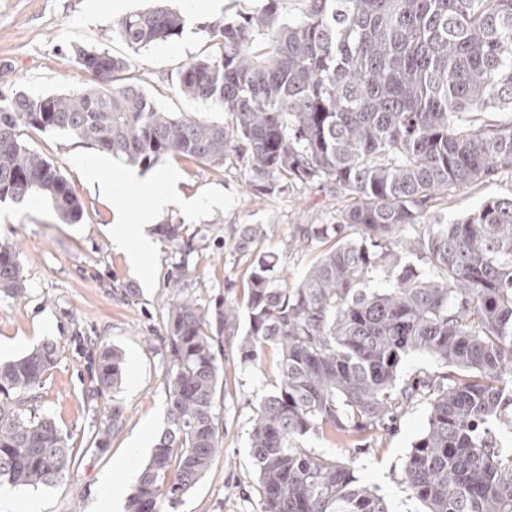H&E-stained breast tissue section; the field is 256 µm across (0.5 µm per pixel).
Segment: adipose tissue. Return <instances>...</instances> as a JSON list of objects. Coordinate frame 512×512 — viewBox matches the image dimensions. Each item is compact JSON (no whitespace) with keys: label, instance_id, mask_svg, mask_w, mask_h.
<instances>
[{"label":"adipose tissue","instance_id":"obj_1","mask_svg":"<svg viewBox=\"0 0 512 512\" xmlns=\"http://www.w3.org/2000/svg\"><path fill=\"white\" fill-rule=\"evenodd\" d=\"M86 181L97 188L100 195L107 196L114 189H121L124 196L149 195L153 203L152 212L143 214L139 223H126L123 216H115L112 225V242L121 251L128 264L136 270H144L147 261L159 248L157 237L152 234L156 213L169 208L175 199V185L169 180H146L131 174L124 179L122 186H115L112 175L106 167L87 166L82 170Z\"/></svg>","mask_w":512,"mask_h":512}]
</instances>
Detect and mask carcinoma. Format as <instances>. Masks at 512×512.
Wrapping results in <instances>:
<instances>
[{
    "mask_svg": "<svg viewBox=\"0 0 512 512\" xmlns=\"http://www.w3.org/2000/svg\"><path fill=\"white\" fill-rule=\"evenodd\" d=\"M285 19L262 0L238 20L206 25L211 51L187 63L178 89L224 112L222 122L158 109L136 84L117 83L126 58L75 51L94 83L65 94L0 98V202L37 193L65 223L80 221L73 184L22 139L63 131L151 169L169 157L220 167L232 156L246 186L270 195L292 183H333L352 204L330 224L297 227L295 243L328 248L295 285L262 231L224 242L252 256L239 304L214 309L186 295L194 245L182 225L160 233L182 262L168 280L167 426L129 496L128 512L176 505L223 447L215 413L224 339L256 368L277 349L278 381L255 407L250 432L261 512H390L346 465L304 448L313 434H361L421 399L398 383L413 353L447 368L428 393V423L412 445L404 482L426 512H512V195L449 224H425L437 200L476 181L512 174V0H307ZM184 17L160 3L122 18L134 50L182 33ZM357 227L360 239L347 238ZM424 255L422 274L399 252ZM387 288L370 290L373 273ZM20 252L0 243V292L23 296ZM60 351L46 342L0 361V481L49 486L72 463L68 436L22 396L42 388ZM95 391L117 393L120 351L102 347Z\"/></svg>",
    "mask_w": 512,
    "mask_h": 512,
    "instance_id": "cac0c4a2",
    "label": "carcinoma"
}]
</instances>
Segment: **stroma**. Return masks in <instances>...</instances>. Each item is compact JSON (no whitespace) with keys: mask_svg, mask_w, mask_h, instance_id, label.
Instances as JSON below:
<instances>
[{"mask_svg":"<svg viewBox=\"0 0 512 512\" xmlns=\"http://www.w3.org/2000/svg\"><path fill=\"white\" fill-rule=\"evenodd\" d=\"M107 0H0V94H62L86 86L91 78L74 59L78 48L106 50L131 61L127 77L141 86L163 111L216 122L222 112L185 98L176 76L210 44L202 23L207 0H167L185 18L181 36L140 50L130 49L115 33L119 14L101 12ZM25 141L68 178L84 213L75 224L58 217L38 194L22 202L0 203V241L20 251L24 297L0 293V358L20 357L45 342L60 349L57 366L44 386L28 394L24 406L53 417L70 437L75 456L65 477L39 488L0 486V512H93L108 484L131 494L149 461L150 449L135 447L139 437L157 440L166 426V326L171 291L168 275L180 261L175 245L161 241L152 257L151 287H142L124 255L112 245V198L83 180L78 161H111L115 175L130 166L59 132L27 131ZM144 178L177 180L182 195L200 200L194 216L180 204L159 213L156 224L174 220L195 249V272L188 292L204 306L241 298L247 287L249 256L225 250L224 241L239 227L263 229L262 251L279 259L289 284H297L322 252L319 245L290 248L293 225L331 223L346 206L331 184L293 185L273 195L248 193L242 167L230 159L216 168L184 159H166L144 171ZM224 204L207 206L213 193ZM512 194V176L479 182L437 204L431 220L444 223L470 213L484 200ZM124 354L123 384L117 394L94 395L102 345ZM278 354L265 347L260 367L238 365L224 354V381L217 390L216 413L224 424L223 448L199 483L166 512H258V477L249 448L250 421L258 402L274 388ZM122 421L103 448L92 435L113 408ZM428 405L420 400L396 413L384 428L350 437L310 434L303 444L313 453L344 463L361 484L387 502L390 512H423L403 481V464L427 426Z\"/></svg>","mask_w":512,"mask_h":512,"instance_id":"obj_1","label":"stroma"}]
</instances>
